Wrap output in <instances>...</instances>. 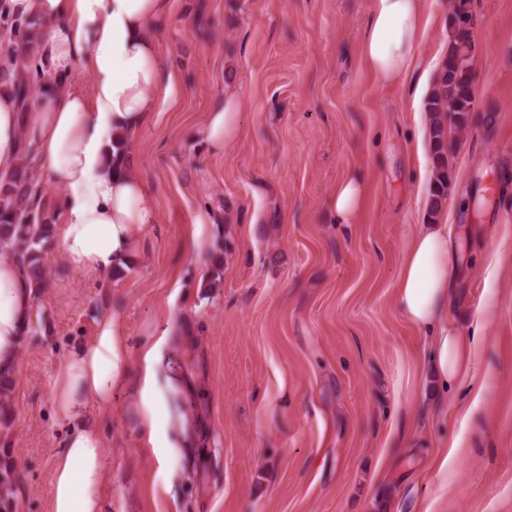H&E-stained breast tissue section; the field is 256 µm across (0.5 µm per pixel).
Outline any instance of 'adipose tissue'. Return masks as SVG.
<instances>
[{"instance_id": "adipose-tissue-1", "label": "adipose tissue", "mask_w": 512, "mask_h": 512, "mask_svg": "<svg viewBox=\"0 0 512 512\" xmlns=\"http://www.w3.org/2000/svg\"><path fill=\"white\" fill-rule=\"evenodd\" d=\"M17 17L40 22L36 50L48 68L42 93L21 111L0 88V177L30 157L43 180L61 186V256L71 267L108 273L128 265L143 233L159 221L155 197L133 165L132 147L154 103L173 104L175 89L150 22L164 19L171 0H0ZM423 0H371L361 53L385 84L417 61ZM89 90L70 87L75 67ZM241 98L227 91L209 114L203 136L223 151L240 134ZM462 253L448 225H420L407 251L396 303L426 331L431 365L442 385L470 378L474 339L448 315ZM31 285L11 251L0 250V374L11 375L26 333ZM160 343L146 346L137 377L129 375L125 330L104 314L89 345L73 349L55 376V417L68 435L55 456L51 512H101L106 479L103 440L91 424L92 406L126 390L137 399L143 447L166 464L175 448L161 428Z\"/></svg>"}]
</instances>
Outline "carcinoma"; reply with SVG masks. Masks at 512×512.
<instances>
[{"instance_id": "carcinoma-1", "label": "carcinoma", "mask_w": 512, "mask_h": 512, "mask_svg": "<svg viewBox=\"0 0 512 512\" xmlns=\"http://www.w3.org/2000/svg\"><path fill=\"white\" fill-rule=\"evenodd\" d=\"M469 0L452 5L448 56L438 72L426 100L429 138L432 145L433 181L429 214L436 218L445 208L451 179L448 156V126L463 129L474 109L471 56L472 39ZM36 23L14 17L0 9V34L6 42L5 61L0 63V85H8L16 98L27 104L42 90L30 71V45ZM53 237L43 194L30 163L24 162L0 183V245L10 248L23 264L27 276L39 288L46 279L39 253Z\"/></svg>"}]
</instances>
